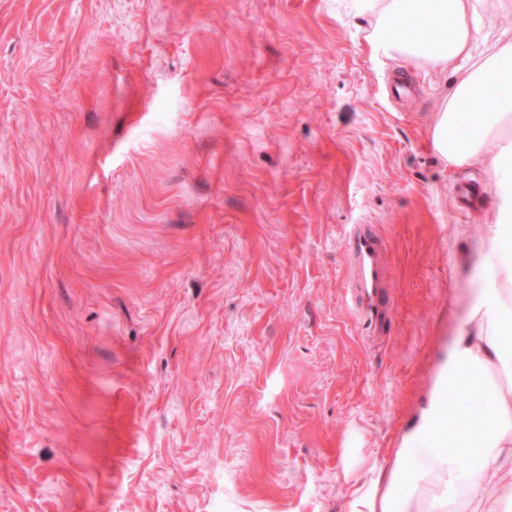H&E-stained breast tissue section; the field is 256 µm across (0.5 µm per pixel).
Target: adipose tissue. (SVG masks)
<instances>
[{"label":"adipose tissue","mask_w":512,"mask_h":512,"mask_svg":"<svg viewBox=\"0 0 512 512\" xmlns=\"http://www.w3.org/2000/svg\"><path fill=\"white\" fill-rule=\"evenodd\" d=\"M485 6L486 0H353L355 13L370 20L366 40L376 61L461 72L434 116L431 146L448 167L485 169L494 220L480 241V278L465 325L437 366L425 405L402 431L392 464L361 471L360 449L347 448V512H501L512 503V31L478 46ZM428 20L442 24L430 41L422 31ZM490 73L498 80L494 102L472 113L477 133L461 136L460 106L481 99ZM448 387L461 398L479 393L486 411L456 427L457 407L443 400ZM462 446L481 449L479 471L463 469L453 453ZM488 479L494 490L485 494Z\"/></svg>","instance_id":"1"}]
</instances>
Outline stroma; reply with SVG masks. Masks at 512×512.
<instances>
[{"instance_id": "stroma-1", "label": "stroma", "mask_w": 512, "mask_h": 512, "mask_svg": "<svg viewBox=\"0 0 512 512\" xmlns=\"http://www.w3.org/2000/svg\"><path fill=\"white\" fill-rule=\"evenodd\" d=\"M341 0H0V512H346L455 334L491 187L453 74ZM480 192L462 205L458 191ZM372 224L368 343L345 233ZM350 260L345 302L355 312L368 339H378L387 326L390 308L385 287L384 239L371 224H352L346 231Z\"/></svg>"}]
</instances>
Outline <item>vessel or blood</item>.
I'll return each instance as SVG.
<instances>
[{
	"mask_svg": "<svg viewBox=\"0 0 512 512\" xmlns=\"http://www.w3.org/2000/svg\"><path fill=\"white\" fill-rule=\"evenodd\" d=\"M346 245L350 280L345 301L355 312L364 335L375 340L390 318L385 287V242L372 225L354 224L346 232Z\"/></svg>",
	"mask_w": 512,
	"mask_h": 512,
	"instance_id": "vessel-or-blood-1",
	"label": "vessel or blood"
}]
</instances>
